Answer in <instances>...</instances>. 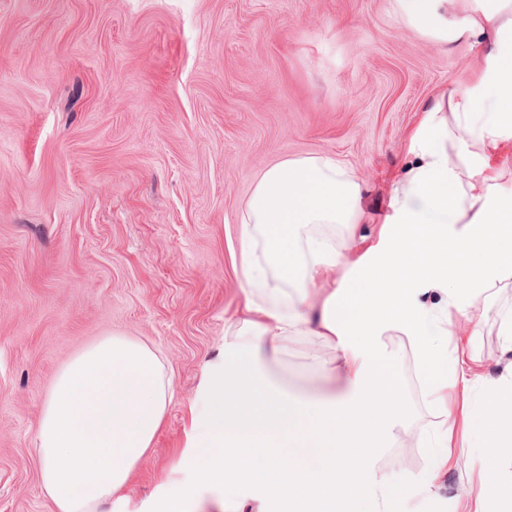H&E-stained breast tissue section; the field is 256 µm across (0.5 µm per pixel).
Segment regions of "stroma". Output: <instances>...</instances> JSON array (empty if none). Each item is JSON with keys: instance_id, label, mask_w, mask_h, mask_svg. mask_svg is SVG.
Listing matches in <instances>:
<instances>
[{"instance_id": "stroma-1", "label": "stroma", "mask_w": 512, "mask_h": 512, "mask_svg": "<svg viewBox=\"0 0 512 512\" xmlns=\"http://www.w3.org/2000/svg\"><path fill=\"white\" fill-rule=\"evenodd\" d=\"M475 50L399 17L394 0H0V512H56L40 489L41 412L59 372L119 334L147 344L172 399L122 504L138 512L184 464L205 364L240 316L239 216L284 159L340 158L364 186L337 247L375 240L412 160L422 106L468 78ZM512 281L481 307L465 357L495 373ZM385 342L405 409L379 472L417 476L447 428L411 390L407 336ZM329 348L290 338L274 372L324 389ZM479 434L424 512L477 500Z\"/></svg>"}]
</instances>
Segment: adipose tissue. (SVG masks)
I'll use <instances>...</instances> for the list:
<instances>
[{"mask_svg": "<svg viewBox=\"0 0 512 512\" xmlns=\"http://www.w3.org/2000/svg\"><path fill=\"white\" fill-rule=\"evenodd\" d=\"M423 30L468 38L478 47L471 76L441 89L423 109L375 244L337 250L323 224H356L360 183L330 156L286 159L267 168L240 214L244 311L206 366L192 408L187 454L200 484L167 480L151 512H194L202 490L224 492V512H418L454 463L453 429L432 445L421 477L380 474L374 459L404 409L382 338L413 344L428 404L469 424V395L483 384L487 421L476 502L455 512L512 504V477L497 463L512 452V375L489 379L462 355L473 333L455 323L512 279V187L501 184L512 155V0H395ZM263 258H256L255 246ZM355 275L317 291L325 274ZM284 285H268L269 271ZM465 282L460 295L456 282ZM317 337L333 356L331 390L293 394L271 369L289 337ZM460 396L449 405L448 393ZM171 395L159 355L107 336L57 376L36 434L42 488L57 512H112L158 433ZM258 483L246 503L232 486Z\"/></svg>", "mask_w": 512, "mask_h": 512, "instance_id": "obj_1", "label": "adipose tissue"}]
</instances>
